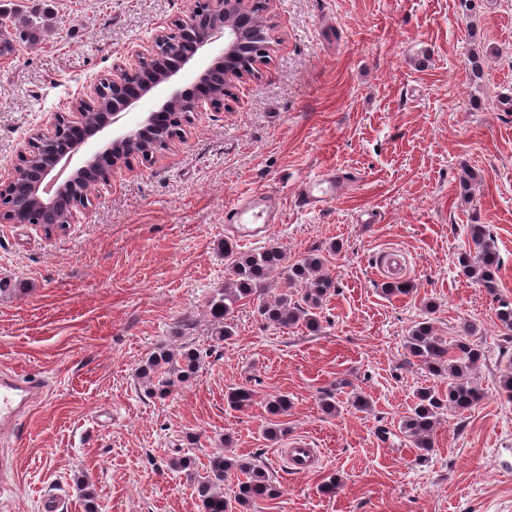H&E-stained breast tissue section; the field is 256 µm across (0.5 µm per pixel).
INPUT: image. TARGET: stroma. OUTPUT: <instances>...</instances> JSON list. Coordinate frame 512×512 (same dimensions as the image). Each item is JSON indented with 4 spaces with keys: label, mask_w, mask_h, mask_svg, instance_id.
<instances>
[{
    "label": "stroma",
    "mask_w": 512,
    "mask_h": 512,
    "mask_svg": "<svg viewBox=\"0 0 512 512\" xmlns=\"http://www.w3.org/2000/svg\"><path fill=\"white\" fill-rule=\"evenodd\" d=\"M189 2L0 0L13 38L0 56V176L33 129L150 49ZM33 10L49 18L36 42ZM276 23L284 43L262 79L230 86L231 110L194 114L153 164L131 159L67 230L0 223V277L23 285L0 294V369L48 387L21 435L0 433V512H42L52 495L82 512L80 479L102 512H200L192 479L228 438L276 487L241 512H512V469H495L499 455L512 460V400L499 390L512 332L495 314L496 298L512 301V0H279ZM336 168L355 183L322 210L298 208L299 183ZM467 168L478 179L465 189ZM257 193L280 221L249 251L275 245L293 263L327 250L336 293L318 333L269 326L240 302L233 339L217 345L207 300L224 285L225 212ZM367 209L376 223H363ZM473 224L501 256L493 295L459 265ZM391 252L410 295L382 291ZM426 318L448 339L477 325L485 396L446 412L422 454L401 421L421 388H447L405 347ZM186 345L207 350L202 369L149 394L144 361ZM236 387L252 389L249 406L228 405ZM326 392L338 413L323 412ZM356 392L369 410L351 406ZM279 393L292 407L275 419L266 402ZM274 422L285 431L275 443ZM297 435L321 448L315 471L292 473L282 457ZM183 455L192 472L168 468Z\"/></svg>",
    "instance_id": "1"
}]
</instances>
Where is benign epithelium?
I'll return each mask as SVG.
<instances>
[{
    "mask_svg": "<svg viewBox=\"0 0 512 512\" xmlns=\"http://www.w3.org/2000/svg\"><path fill=\"white\" fill-rule=\"evenodd\" d=\"M276 6L277 0H265V16L257 20L253 0H193L158 31L149 57H138L132 66L116 65L112 77L73 98L69 111L56 114L50 124L32 131L20 157H29L36 145L48 153L50 163H19L0 180L8 185L25 184L28 206L55 215V223L43 225L46 233L65 230L88 202V197L78 192L79 187L90 182L109 184L115 170L127 163V153L150 164L174 143L161 136L155 112L134 127L118 125L142 97L152 92L163 95L161 112H200L207 106L228 110L231 105L226 102V91L216 82L218 75L240 82L262 76L271 50L279 42L274 35ZM254 34L260 35L262 43L257 53L245 59L241 50ZM221 39L224 46L198 70L194 86H179L178 74L207 46ZM100 133L105 134L102 148L87 155L66 179L59 180L55 173L59 163L70 162L89 138ZM0 223L26 224L28 220L24 211L10 210L0 199Z\"/></svg>",
    "mask_w": 512,
    "mask_h": 512,
    "instance_id": "benign-epithelium-1",
    "label": "benign epithelium"
}]
</instances>
